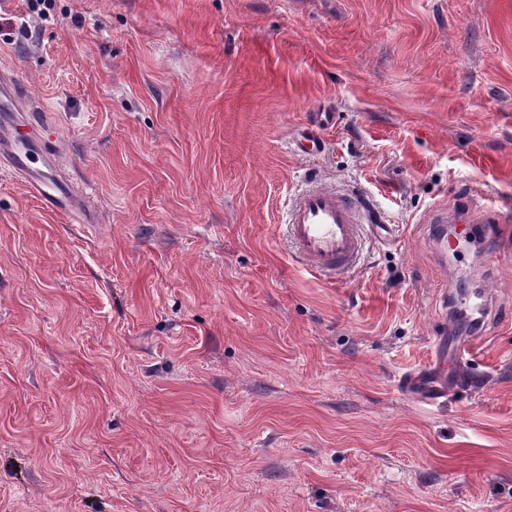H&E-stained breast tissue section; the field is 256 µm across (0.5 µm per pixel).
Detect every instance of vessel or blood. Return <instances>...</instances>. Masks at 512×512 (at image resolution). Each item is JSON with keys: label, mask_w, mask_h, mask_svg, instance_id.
Returning a JSON list of instances; mask_svg holds the SVG:
<instances>
[{"label": "vessel or blood", "mask_w": 512, "mask_h": 512, "mask_svg": "<svg viewBox=\"0 0 512 512\" xmlns=\"http://www.w3.org/2000/svg\"><path fill=\"white\" fill-rule=\"evenodd\" d=\"M333 121L329 112L312 113L295 141L301 153L315 154L324 146L322 131ZM44 114L33 111L32 97L26 86L18 84L8 62H0V171L25 179L30 191L49 211L74 218L76 223H91L92 217L65 180L52 174L47 157L51 146L37 138L35 130L50 129ZM354 191L334 185H318L306 189L293 199L288 209V237L297 249L301 263L317 275L336 277L355 266L365 242V230L379 222ZM431 224H507L512 212L490 205L480 211H448L438 207L427 218ZM474 336H460L448 341L437 336L434 359L448 356L463 360L471 355ZM405 390L419 389L428 401L448 397V389L439 381L420 372L403 381Z\"/></svg>", "instance_id": "vessel-or-blood-1"}]
</instances>
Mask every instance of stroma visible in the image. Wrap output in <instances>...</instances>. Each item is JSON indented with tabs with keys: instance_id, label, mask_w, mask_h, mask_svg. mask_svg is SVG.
Returning <instances> with one entry per match:
<instances>
[{
	"instance_id": "stroma-1",
	"label": "stroma",
	"mask_w": 512,
	"mask_h": 512,
	"mask_svg": "<svg viewBox=\"0 0 512 512\" xmlns=\"http://www.w3.org/2000/svg\"><path fill=\"white\" fill-rule=\"evenodd\" d=\"M0 55L96 219L0 174V512H512V223L425 221L512 208V0H13ZM312 180L393 226L339 283ZM478 296L447 401L400 390ZM310 116L295 141L298 151L308 155L321 152L324 146L322 131L333 121L331 112H313ZM376 222H381L380 216L370 212L354 191L318 185L289 204L288 237L308 271L336 278L355 266L363 251L366 226L389 234L386 224ZM512 220L510 210L490 205L481 211L470 212L466 210H454L448 212V207H437L431 211L426 219L427 224H508Z\"/></svg>"
}]
</instances>
